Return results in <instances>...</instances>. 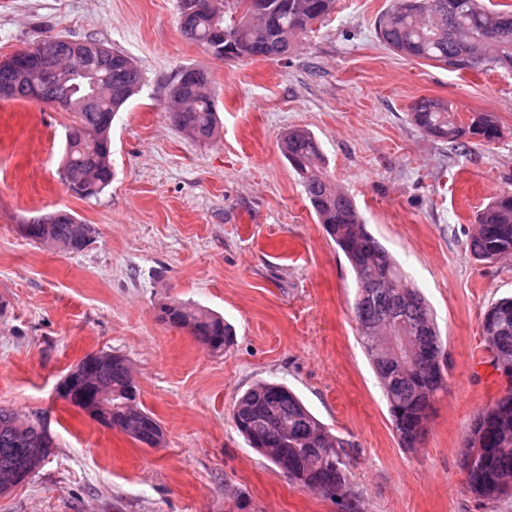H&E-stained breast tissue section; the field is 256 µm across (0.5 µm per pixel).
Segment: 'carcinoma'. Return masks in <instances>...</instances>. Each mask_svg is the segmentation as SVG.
I'll return each instance as SVG.
<instances>
[{"label": "carcinoma", "instance_id": "cac0c4a2", "mask_svg": "<svg viewBox=\"0 0 512 512\" xmlns=\"http://www.w3.org/2000/svg\"><path fill=\"white\" fill-rule=\"evenodd\" d=\"M251 0H178L184 16L194 3L200 10L180 21L184 37L217 58L224 57L215 42L233 43L237 60L286 57L294 40L328 15L335 0H266L267 12L253 16ZM378 38L402 55L434 62L450 71H474L489 65L512 68V8L497 10L481 0H394L375 22ZM477 42L481 62L459 52V44ZM99 104L91 111L75 112L73 134L63 153L65 185L81 198L93 197L112 182L109 113L119 109L141 88L142 71L125 53L114 49L106 64ZM173 125L197 141L218 132L217 101L207 74L195 68L180 70L170 88ZM413 124L430 137L463 152L473 145H488L501 136L489 112L474 114L465 122L452 105L422 98L411 107ZM282 152L300 177L304 191L327 236L347 258L355 276L354 310L359 337L386 398L394 432L405 448L420 442L429 411L438 392L447 388L450 366L430 308L384 246L367 230L353 202L336 191L323 167L320 146L304 129H291L283 137ZM48 224L32 225L30 240L42 243L50 234L67 241L74 252L86 244L80 220L44 214ZM467 247L479 261L512 258V193L492 200L477 216ZM161 319L171 326L190 329L202 344L222 351L232 339V328L218 315L181 302L161 307ZM481 333L490 364L512 378V297L491 303L481 321ZM96 372L62 395L70 405L99 420L94 403L80 395L92 389ZM112 385V425L139 443L163 437L150 412L130 428L124 422L127 401L139 395L127 361L112 356L103 373ZM236 429L251 447L263 453L293 484L325 496L332 488L348 485L344 440L328 430L288 387L258 382L240 396L232 411ZM37 416L20 423V415L0 408V475L12 472L40 439ZM466 489L479 500L512 495V390L478 413L468 430L463 460Z\"/></svg>", "mask_w": 512, "mask_h": 512}]
</instances>
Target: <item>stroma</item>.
I'll return each mask as SVG.
<instances>
[{
	"instance_id": "1",
	"label": "stroma",
	"mask_w": 512,
	"mask_h": 512,
	"mask_svg": "<svg viewBox=\"0 0 512 512\" xmlns=\"http://www.w3.org/2000/svg\"><path fill=\"white\" fill-rule=\"evenodd\" d=\"M390 4L336 0L287 59L227 62L182 36L176 0H0V57L48 35L90 38L145 76L112 121L114 179L89 199L62 180L74 114L0 100V407L44 416L56 442L0 495V512H346L238 433L234 404L260 380L288 386L353 442L361 512H512V497H472L463 469L472 418L512 385L480 332L485 308L512 295V262L467 248L477 212L512 192V71L451 72L396 54L375 31ZM183 67L211 80L220 124L206 143L168 118ZM423 97L465 119L493 113L502 134L455 151L412 123ZM293 128L316 138L332 183L434 312L450 372L417 447H401L360 344L349 263L281 152ZM58 209L92 225L83 251L22 234ZM171 301L222 315L233 344L215 353L162 322ZM97 352L127 360L161 447L59 398L61 378Z\"/></svg>"
}]
</instances>
